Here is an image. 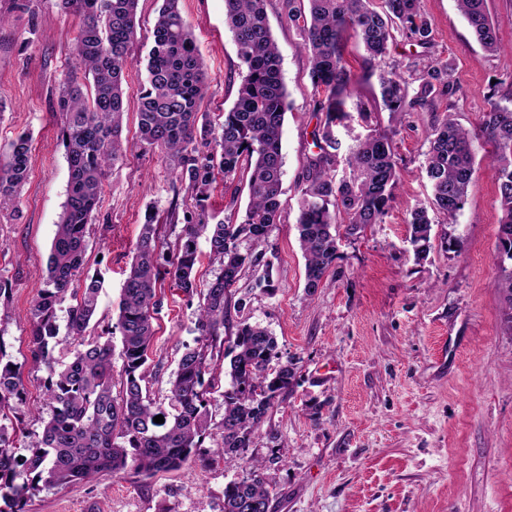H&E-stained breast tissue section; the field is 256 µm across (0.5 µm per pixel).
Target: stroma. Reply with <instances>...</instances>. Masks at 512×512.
<instances>
[{"label": "stroma", "mask_w": 512, "mask_h": 512, "mask_svg": "<svg viewBox=\"0 0 512 512\" xmlns=\"http://www.w3.org/2000/svg\"><path fill=\"white\" fill-rule=\"evenodd\" d=\"M285 3L267 0L291 104L281 138L282 218L259 247L272 264L273 286L260 285V271L244 270L224 332L234 334L243 320L267 328L281 355L296 360V385L274 404L236 465L213 459L230 382L222 375L208 396L209 433L180 469L150 478L129 469L66 489L43 487L27 512H221L225 487L248 474L253 457L276 491L271 512H512V330L494 286L501 274V211L488 147L476 141L478 167L466 203L454 219L435 215L430 249L419 257L406 219L431 199L428 135L444 118V103L401 121L378 110L337 127L345 146L376 131L391 133L404 179L383 223L342 237L333 269L307 294L295 222L322 116L302 36ZM161 4L138 2L126 69L131 95L122 138L128 151L108 171L87 236L85 271L104 280L94 318L100 331L117 322L142 224L151 214L163 222L175 196L168 161L140 149L135 137L136 91ZM179 8L205 65L202 111L230 109L244 68L224 24V0H180ZM422 8L433 22L432 46L399 38L390 57L451 62L460 85L453 116L478 132L490 96L512 93V71L477 42L456 0H422ZM77 25L59 0H31L25 9L0 0V146L23 130L32 136L28 181L15 207L0 209V277L11 286L8 304L0 305V343L24 384L17 410L28 435L42 430L37 412L47 375L31 361L29 311L44 286L68 195L56 88ZM197 306V299L165 288L152 348L162 368L149 378L157 402H166L169 374L196 337Z\"/></svg>", "instance_id": "1"}]
</instances>
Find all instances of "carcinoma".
<instances>
[{"instance_id":"cac0c4a2","label":"carcinoma","mask_w":512,"mask_h":512,"mask_svg":"<svg viewBox=\"0 0 512 512\" xmlns=\"http://www.w3.org/2000/svg\"><path fill=\"white\" fill-rule=\"evenodd\" d=\"M81 18L71 46L76 65L58 82L57 111L70 169L69 193L53 239L45 288L30 309V343L36 368L44 367L45 405L42 432L17 445L20 417L4 424L14 403L22 400L23 384L14 363L0 344V499L11 512L25 506L39 484L58 488L116 475L132 468L146 478L180 468L201 447L209 429L207 394L220 375V360H229V388L224 390L221 442L216 455L230 465L253 444L254 430L276 400L296 381V363L282 360L276 337L264 327L241 321L233 336H224L232 288L243 269L270 263L244 243L259 244L281 222L284 157L281 136L288 94L281 77V53L269 25L267 0H224V22L233 35L245 75L233 107L213 120L199 114L207 93L205 70L195 41L178 7L163 0L147 55V76L139 89L137 126L146 151H159L179 171V180L193 210L178 216V202L167 213L170 224L184 219L174 248L161 249L159 225H142L124 281L115 328L121 336L122 387L113 393L112 330L109 337L90 331L103 279L83 275L89 225L100 207L107 170L125 155L122 122L127 102L125 70L136 34L138 0H60ZM287 0L288 20L300 24L308 54L315 111L324 121L315 133L319 153L307 164L296 217L305 259V288L315 293L337 258L340 228L355 235L388 214L401 181L391 138L368 135L349 148L350 175L338 176L341 144L336 125L346 111L356 76L343 59V38L353 33L363 44L364 71L389 55L401 37L427 48L433 41L431 20L421 0H305L307 11ZM458 10L487 51L501 54L486 0H456ZM389 64L380 74V99L399 120L420 112L435 99L446 102L449 114L430 135L425 172L431 184L430 205L410 212V243L416 254L430 248L436 212L450 219L463 209L475 174V150L467 129L452 118L459 86L453 65L429 61L407 66ZM418 82L409 92L408 79ZM482 136L492 145L488 155L497 181L502 217L497 247L501 260L512 261V99L492 100L481 122ZM31 137L17 134L0 150V209L14 204L28 177ZM249 174V203L241 221L218 220L206 210L217 178L229 183ZM206 236L209 260L217 266L211 281L200 285L198 239ZM186 295L199 296L198 336L185 346L169 377L165 410L149 394L146 380L154 321L163 307L158 293L165 280ZM495 287L504 295V317L512 329V269L502 268ZM70 299L68 334L75 342L65 361L55 356L57 306ZM277 367L269 368L272 361ZM164 417L156 423L153 418ZM23 449L27 455L18 454ZM262 462L224 489L222 512H270L272 491Z\"/></svg>"}]
</instances>
